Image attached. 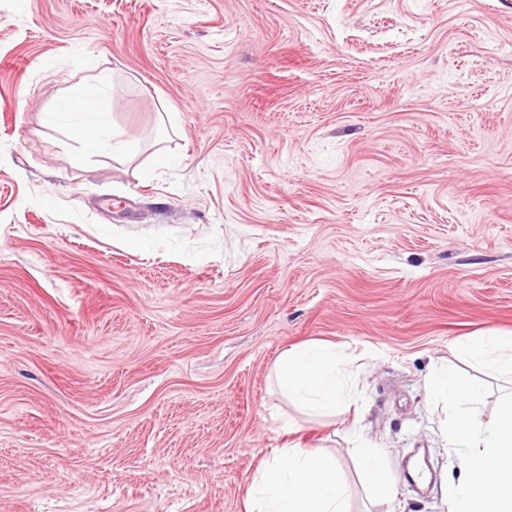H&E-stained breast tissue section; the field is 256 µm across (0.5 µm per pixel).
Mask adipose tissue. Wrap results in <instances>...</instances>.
<instances>
[{"mask_svg": "<svg viewBox=\"0 0 512 512\" xmlns=\"http://www.w3.org/2000/svg\"><path fill=\"white\" fill-rule=\"evenodd\" d=\"M113 85L100 74L88 93L46 113V124L84 151L125 156L131 142L109 128ZM461 351L487 375L512 379V336L487 334L467 340ZM278 390L317 416L335 414L352 400L335 347L307 343L284 348L274 365ZM443 410V434L462 461V476L450 492V512H512V392L503 394L489 419H482L483 381L449 375L438 365L427 382ZM347 487L335 460L316 448L295 444L270 449L247 492L246 512H348Z\"/></svg>", "mask_w": 512, "mask_h": 512, "instance_id": "adipose-tissue-1", "label": "adipose tissue"}]
</instances>
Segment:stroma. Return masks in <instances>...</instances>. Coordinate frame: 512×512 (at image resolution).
Listing matches in <instances>:
<instances>
[{"label": "stroma", "instance_id": "obj_1", "mask_svg": "<svg viewBox=\"0 0 512 512\" xmlns=\"http://www.w3.org/2000/svg\"><path fill=\"white\" fill-rule=\"evenodd\" d=\"M103 71L127 157L43 123ZM485 332L512 336V0H0V512H245L297 441L350 512H448L425 380ZM310 341L357 395L318 422L268 382ZM357 452L370 486L378 492H382L388 484V474L381 449L364 442L357 447Z\"/></svg>", "mask_w": 512, "mask_h": 512}]
</instances>
